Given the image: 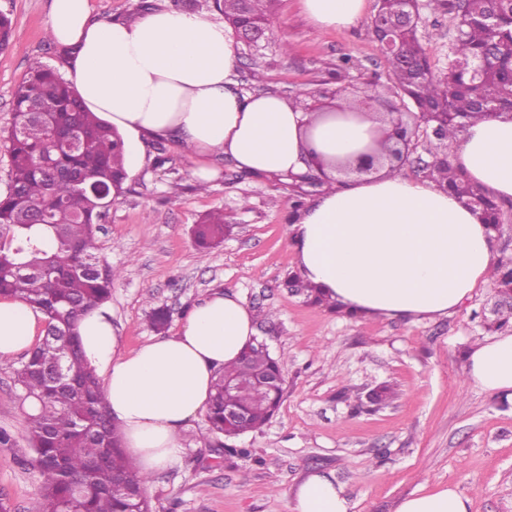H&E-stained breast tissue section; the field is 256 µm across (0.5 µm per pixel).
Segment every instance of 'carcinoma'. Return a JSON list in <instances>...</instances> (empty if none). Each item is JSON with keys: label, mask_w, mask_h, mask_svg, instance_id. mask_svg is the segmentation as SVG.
<instances>
[{"label": "carcinoma", "mask_w": 512, "mask_h": 512, "mask_svg": "<svg viewBox=\"0 0 512 512\" xmlns=\"http://www.w3.org/2000/svg\"><path fill=\"white\" fill-rule=\"evenodd\" d=\"M275 0H212L224 21L236 26L271 23ZM418 0H379L378 15L406 14L412 25L395 33L399 50L385 57L394 87L418 111L448 113L446 139L466 122L488 115L484 103L512 111V0H428L452 16L455 40L447 71L435 73L418 34ZM14 26L0 12V51L10 48ZM14 122L1 136L11 162L0 194V297H20L48 316L46 334L14 371L25 413L32 463L40 476V512H152L149 478L125 455L107 410L99 378L86 363L77 321L108 302L121 270L101 253L97 224L102 200L89 191L104 187L120 196L128 178L120 133L88 111L73 83L34 61L13 96ZM444 139V140H446ZM444 140L435 155L448 148ZM430 177L468 204L478 197L484 223L501 220L498 202L471 186L451 165L431 167ZM207 247L224 239V215L213 211L193 228ZM499 292L512 290V260L492 273ZM282 373L280 363L257 340L214 383L207 436H237L263 426L276 411L282 390L259 380ZM239 385L241 421H224V382Z\"/></svg>", "instance_id": "cac0c4a2"}]
</instances>
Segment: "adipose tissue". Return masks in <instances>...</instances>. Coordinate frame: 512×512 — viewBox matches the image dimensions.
Masks as SVG:
<instances>
[{
	"mask_svg": "<svg viewBox=\"0 0 512 512\" xmlns=\"http://www.w3.org/2000/svg\"><path fill=\"white\" fill-rule=\"evenodd\" d=\"M318 31L355 25L366 0H300ZM48 32L67 50L64 70L86 108L117 127L130 165L143 164L154 139L182 147L195 177L211 180L213 157L238 170L286 180L320 172L321 194L292 226L304 279L348 310L391 318L448 314L495 266V232L435 181L380 168L342 178L337 163L366 145L390 144L392 126L368 98L339 95L320 115L272 92L244 93L233 80L238 43L223 22L157 8L134 20H98L90 0H51ZM452 166L478 189L512 201V115L471 120L452 141ZM45 316L24 300L0 299V361L29 348ZM79 333L99 372L124 448L142 474L177 462L188 421L206 410L216 373L238 359L256 330L235 294L216 291L189 309L177 335L121 350L110 317L86 314ZM470 382L512 393V334L472 348ZM292 512H350L332 477L307 475ZM397 512H469L456 489L440 486L404 498Z\"/></svg>",
	"mask_w": 512,
	"mask_h": 512,
	"instance_id": "adipose-tissue-1",
	"label": "adipose tissue"
}]
</instances>
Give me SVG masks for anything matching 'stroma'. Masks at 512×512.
<instances>
[{
	"label": "stroma",
	"mask_w": 512,
	"mask_h": 512,
	"mask_svg": "<svg viewBox=\"0 0 512 512\" xmlns=\"http://www.w3.org/2000/svg\"><path fill=\"white\" fill-rule=\"evenodd\" d=\"M377 0L343 30L318 32L298 0H277L272 34L258 53L238 59L233 79L244 92L272 91L316 104L334 92L333 70L351 61L347 92L375 89L384 107L411 111L391 86L371 32ZM50 0H0L17 41L0 52V129L13 119V91L31 61L63 69L47 31ZM423 46L436 71L448 59L453 23L421 10ZM218 178L199 183L175 145L152 142L142 166L100 221L103 254L122 275L105 303L123 350L155 338L149 313H171L177 333L190 307L221 289L254 314L256 336L282 363L284 393L274 417L239 437H204L205 415L182 430L185 452L156 472L147 493L154 512H291V491L308 474L332 476L351 512H396L408 495L453 486L470 512H512V399L467 379L470 350L491 339L482 311L496 289L475 288L455 311L419 319L351 315L314 302L291 244L294 201L318 189L239 171L216 158ZM224 212V241L199 248L191 228ZM19 358L0 362V502L8 512H39L40 477L31 463L23 409L14 384ZM386 387L382 403L368 394ZM238 448L236 456L224 446Z\"/></svg>",
	"instance_id": "35a3bbf8"
}]
</instances>
